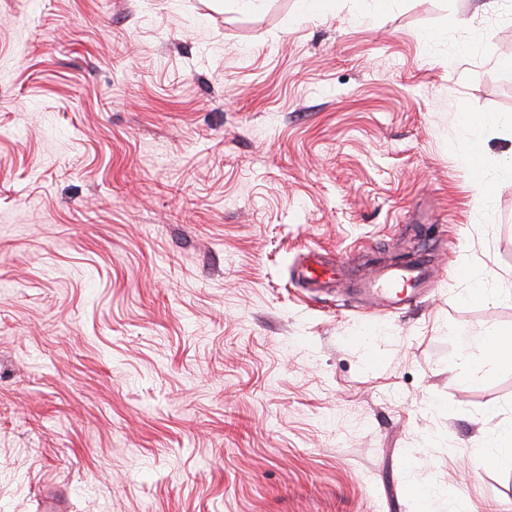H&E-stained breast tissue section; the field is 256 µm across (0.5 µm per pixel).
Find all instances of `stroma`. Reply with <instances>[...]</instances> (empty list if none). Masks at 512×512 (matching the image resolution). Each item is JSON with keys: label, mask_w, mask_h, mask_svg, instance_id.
Segmentation results:
<instances>
[{"label": "stroma", "mask_w": 512, "mask_h": 512, "mask_svg": "<svg viewBox=\"0 0 512 512\" xmlns=\"http://www.w3.org/2000/svg\"><path fill=\"white\" fill-rule=\"evenodd\" d=\"M0 0V512H512V181L480 199L461 111L512 163V0ZM465 25L449 27L451 15ZM427 256L380 314L300 288L302 253ZM469 340L460 344V370L457 381L469 383L495 370L512 368V329L467 332ZM484 442L497 458L512 461V420L496 423Z\"/></svg>", "instance_id": "1"}]
</instances>
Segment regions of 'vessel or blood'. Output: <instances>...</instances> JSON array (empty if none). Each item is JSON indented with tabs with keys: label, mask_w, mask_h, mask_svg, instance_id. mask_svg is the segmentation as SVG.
Here are the masks:
<instances>
[{
	"label": "vessel or blood",
	"mask_w": 512,
	"mask_h": 512,
	"mask_svg": "<svg viewBox=\"0 0 512 512\" xmlns=\"http://www.w3.org/2000/svg\"><path fill=\"white\" fill-rule=\"evenodd\" d=\"M337 267L316 254H308L298 278L305 287L326 288L336 280ZM435 267L425 257L408 258L371 269L357 283V291L378 312L397 310L410 297L421 295L434 280Z\"/></svg>",
	"instance_id": "b4317fda"
}]
</instances>
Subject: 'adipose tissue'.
<instances>
[{
    "instance_id": "obj_1",
    "label": "adipose tissue",
    "mask_w": 512,
    "mask_h": 512,
    "mask_svg": "<svg viewBox=\"0 0 512 512\" xmlns=\"http://www.w3.org/2000/svg\"><path fill=\"white\" fill-rule=\"evenodd\" d=\"M501 368H512V329L469 332L460 346L458 382L468 383Z\"/></svg>"
}]
</instances>
